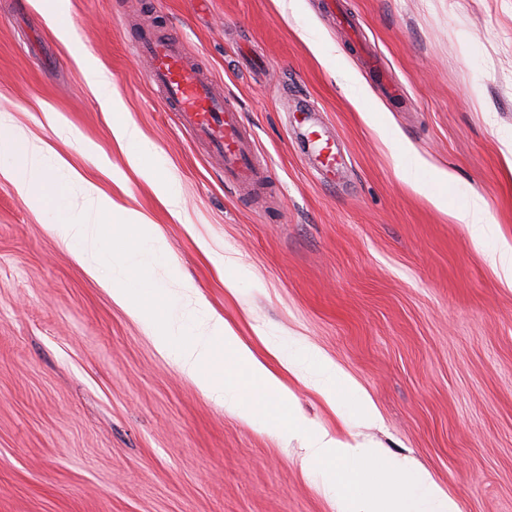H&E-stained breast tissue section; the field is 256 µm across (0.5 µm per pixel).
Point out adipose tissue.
<instances>
[{"label": "adipose tissue", "instance_id": "ef3b65f1", "mask_svg": "<svg viewBox=\"0 0 512 512\" xmlns=\"http://www.w3.org/2000/svg\"><path fill=\"white\" fill-rule=\"evenodd\" d=\"M72 56L88 86L101 95L102 107L107 116L112 137L125 154L129 165L139 174L151 178L157 194L164 200L170 212H177L179 200L170 185L157 177L148 162L147 156L151 152V146L141 130L127 116L126 106L110 77L91 54L76 47L72 50ZM436 179L444 188L443 193L434 199L436 206L450 209L458 223L470 228L474 241L479 244L484 243L486 238L494 234L495 229L493 225L486 222L482 199L467 193L459 203L449 205L447 193L455 189L456 178L451 172L441 170L437 172ZM312 382L317 392L335 410L343 424H350L355 418L367 423L376 422L377 414L374 408L361 396L354 383L347 379L335 365L322 360L318 361L314 368Z\"/></svg>", "mask_w": 512, "mask_h": 512}]
</instances>
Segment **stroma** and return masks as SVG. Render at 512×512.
Instances as JSON below:
<instances>
[{"mask_svg":"<svg viewBox=\"0 0 512 512\" xmlns=\"http://www.w3.org/2000/svg\"><path fill=\"white\" fill-rule=\"evenodd\" d=\"M70 2V43L111 76L180 209L128 166L36 0H0V110L45 145L44 165L65 159L155 224L170 262L150 264L154 284L191 281L311 427L342 425L267 343L340 367L380 416L357 439L427 470L461 512H512V287L428 198L433 169L453 172L512 242V0H341L336 15L324 0L293 15L277 0ZM136 26L178 36L235 99L278 186L225 184L153 89ZM305 100L336 140V173L303 152ZM48 109L79 139L60 138ZM387 136L428 162L426 193L398 177ZM209 248L242 262L235 290ZM298 448L206 397L0 176V512H336Z\"/></svg>","mask_w":512,"mask_h":512,"instance_id":"stroma-1","label":"stroma"}]
</instances>
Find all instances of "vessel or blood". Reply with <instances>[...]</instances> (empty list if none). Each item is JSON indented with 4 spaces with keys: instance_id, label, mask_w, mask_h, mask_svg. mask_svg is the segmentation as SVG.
Returning <instances> with one entry per match:
<instances>
[{
    "instance_id": "vessel-or-blood-1",
    "label": "vessel or blood",
    "mask_w": 512,
    "mask_h": 512,
    "mask_svg": "<svg viewBox=\"0 0 512 512\" xmlns=\"http://www.w3.org/2000/svg\"><path fill=\"white\" fill-rule=\"evenodd\" d=\"M136 53L148 63V77L168 111L195 139L205 143L224 167L225 182L236 187L270 185L276 177L247 134L236 102L219 91L206 71L191 64L178 41L143 31Z\"/></svg>"
}]
</instances>
